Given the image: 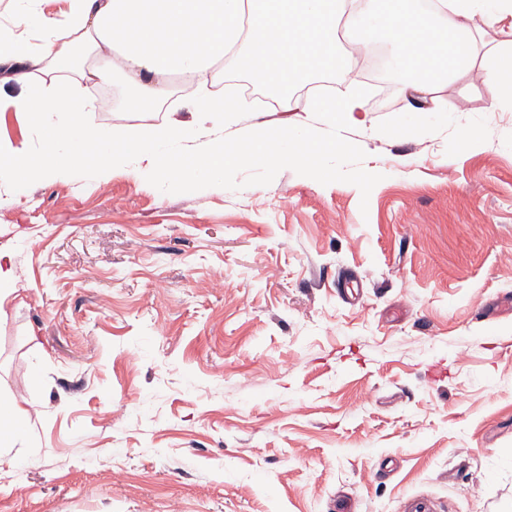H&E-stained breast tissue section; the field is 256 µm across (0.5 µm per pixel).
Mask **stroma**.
<instances>
[{
    "mask_svg": "<svg viewBox=\"0 0 512 512\" xmlns=\"http://www.w3.org/2000/svg\"><path fill=\"white\" fill-rule=\"evenodd\" d=\"M405 96L343 142L327 178L256 160L185 190L135 165L26 190L0 179V394L26 408L0 512H512V111L476 70ZM243 103L225 139L292 118ZM149 112L99 91L94 122ZM480 140L460 145L464 133ZM0 138L33 152L17 112Z\"/></svg>",
    "mask_w": 512,
    "mask_h": 512,
    "instance_id": "stroma-1",
    "label": "stroma"
}]
</instances>
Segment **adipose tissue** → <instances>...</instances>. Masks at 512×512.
I'll return each mask as SVG.
<instances>
[{
	"instance_id": "obj_1",
	"label": "adipose tissue",
	"mask_w": 512,
	"mask_h": 512,
	"mask_svg": "<svg viewBox=\"0 0 512 512\" xmlns=\"http://www.w3.org/2000/svg\"><path fill=\"white\" fill-rule=\"evenodd\" d=\"M405 2L390 0L389 9L382 10L377 0H364L351 24L364 47L387 44L398 68L420 73V80L408 84L412 91L429 92L472 68L471 16L482 15L488 26L512 33V0H416L412 11ZM13 3L10 23L0 24V64L11 65V80L28 83L37 65L62 78L86 42L95 56L82 70L88 85L79 92L0 95V112L27 113L49 130V146L39 153L0 140V178L18 189L90 167L101 158L116 167L141 162L145 177L184 188L223 181L225 170L259 158H285L319 176L321 160L338 149L336 142L316 139L301 120L283 124V139L273 146L261 138L231 146L217 138L176 154L170 145L194 139L220 112L207 74L228 54H235L239 71L283 94L318 74L348 76L356 61L336 51V15L345 0H66L60 20L48 16L40 0ZM116 73L131 83L133 112L146 111L158 100L169 77L195 83L189 118L170 117L132 130L94 124L91 89ZM304 109L332 124L354 123L366 104L356 95L320 97L308 100Z\"/></svg>"
}]
</instances>
